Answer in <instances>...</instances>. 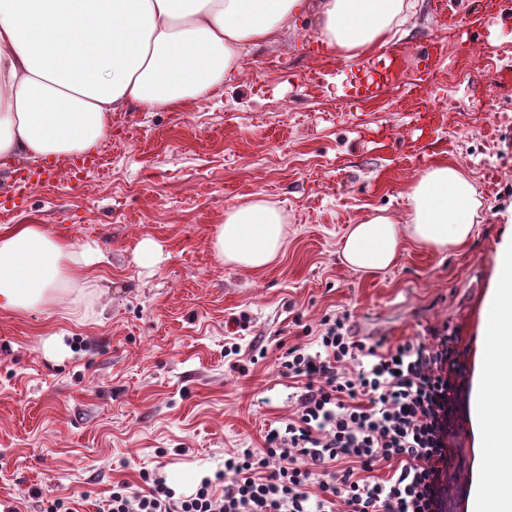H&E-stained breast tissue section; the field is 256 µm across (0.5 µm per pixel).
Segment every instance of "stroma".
<instances>
[{"instance_id":"stroma-1","label":"stroma","mask_w":512,"mask_h":512,"mask_svg":"<svg viewBox=\"0 0 512 512\" xmlns=\"http://www.w3.org/2000/svg\"><path fill=\"white\" fill-rule=\"evenodd\" d=\"M433 37L446 56L429 98L443 120L420 159L407 86L347 105L362 64L324 48L309 18L251 48L212 95L115 113L97 171L76 179L63 168L21 194L16 162L0 159V226L44 224L105 255L84 295L0 312V512L57 501L99 512L113 484L138 491L145 471L193 493L225 453L261 447L292 415L278 358L334 314H349L367 343L449 323L478 397L494 256L512 237V84L492 83L512 62V4L463 28L416 0L393 40L414 50ZM312 70L321 83L307 82ZM442 160L476 187L472 238L448 252L405 243L384 272L348 269V225L379 208L401 216L410 180ZM255 198L282 210L288 240L274 263L247 271L213 243L225 211ZM145 238L162 248L151 268L135 260ZM233 344L246 372L224 355Z\"/></svg>"}]
</instances>
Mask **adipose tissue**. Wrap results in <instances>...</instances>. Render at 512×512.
I'll use <instances>...</instances> for the list:
<instances>
[{
  "instance_id": "obj_1",
  "label": "adipose tissue",
  "mask_w": 512,
  "mask_h": 512,
  "mask_svg": "<svg viewBox=\"0 0 512 512\" xmlns=\"http://www.w3.org/2000/svg\"><path fill=\"white\" fill-rule=\"evenodd\" d=\"M411 0H0V158L81 154L106 142L117 112H149L210 95L241 50L313 17L337 55L369 51L411 14ZM403 216L373 213L341 246L356 271L394 264L405 241L439 251L465 244L479 203L456 164L439 161L410 182ZM286 245L273 204L252 200L224 214L214 247L224 263L258 271ZM104 259L44 224L0 227V312H34L88 287ZM492 388L473 411L476 440L502 450L500 477L476 489L473 512H512V243L495 257L483 313Z\"/></svg>"
}]
</instances>
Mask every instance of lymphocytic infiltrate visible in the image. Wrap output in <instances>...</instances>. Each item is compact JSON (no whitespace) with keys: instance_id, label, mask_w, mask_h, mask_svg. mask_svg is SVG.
I'll return each instance as SVG.
<instances>
[{"instance_id":"f902f5d3","label":"lymphocytic infiltrate","mask_w":512,"mask_h":512,"mask_svg":"<svg viewBox=\"0 0 512 512\" xmlns=\"http://www.w3.org/2000/svg\"><path fill=\"white\" fill-rule=\"evenodd\" d=\"M466 354L446 324L388 346L357 339L348 314L323 318L311 343L281 356L301 392L262 447L225 454L184 498L147 472L137 494L113 485L107 512H459Z\"/></svg>"}]
</instances>
